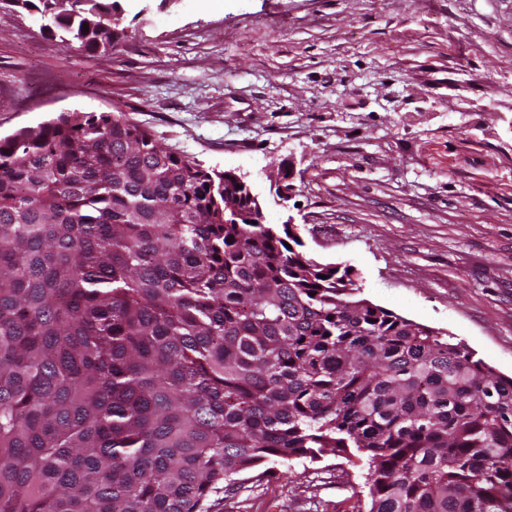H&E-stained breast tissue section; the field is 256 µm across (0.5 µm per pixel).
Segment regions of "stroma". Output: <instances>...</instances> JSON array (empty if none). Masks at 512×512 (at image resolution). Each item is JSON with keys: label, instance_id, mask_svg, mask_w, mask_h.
I'll list each match as a JSON object with an SVG mask.
<instances>
[{"label": "stroma", "instance_id": "stroma-1", "mask_svg": "<svg viewBox=\"0 0 512 512\" xmlns=\"http://www.w3.org/2000/svg\"><path fill=\"white\" fill-rule=\"evenodd\" d=\"M121 45L66 51L0 9V136L120 108L244 176L266 223L355 298L512 378V0H118ZM289 172L287 199L272 179ZM241 475L209 512H367L362 463Z\"/></svg>", "mask_w": 512, "mask_h": 512}]
</instances>
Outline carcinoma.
Instances as JSON below:
<instances>
[{"instance_id":"obj_1","label":"carcinoma","mask_w":512,"mask_h":512,"mask_svg":"<svg viewBox=\"0 0 512 512\" xmlns=\"http://www.w3.org/2000/svg\"><path fill=\"white\" fill-rule=\"evenodd\" d=\"M4 7L120 43L117 0ZM236 185L121 111L0 139V512H208L328 453L366 461L368 512H512V378L352 299Z\"/></svg>"}]
</instances>
